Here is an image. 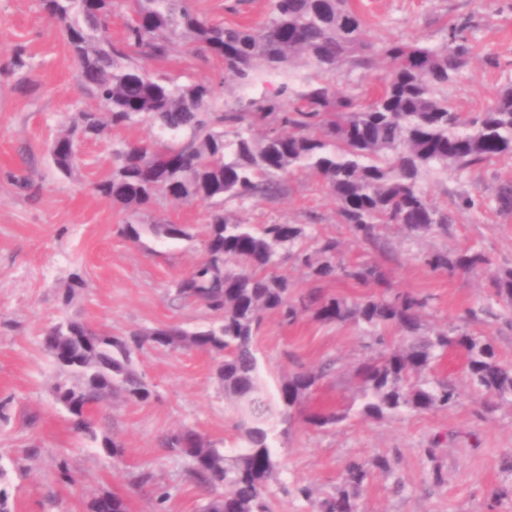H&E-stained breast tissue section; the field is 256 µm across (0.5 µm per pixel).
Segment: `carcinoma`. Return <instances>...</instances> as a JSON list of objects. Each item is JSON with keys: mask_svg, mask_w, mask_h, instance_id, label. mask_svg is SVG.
I'll use <instances>...</instances> for the list:
<instances>
[{"mask_svg": "<svg viewBox=\"0 0 512 512\" xmlns=\"http://www.w3.org/2000/svg\"><path fill=\"white\" fill-rule=\"evenodd\" d=\"M133 12L120 43H112L110 24L117 0H40L42 10L60 26L80 81L97 107H81L69 127L48 146L65 177L77 167L79 141L146 122L154 129L146 144H112V168L95 185L102 198L125 212L124 237L139 243L149 233L158 239L196 240L203 259L176 282L175 295L204 305L216 316L208 327L187 332L157 329L147 335L114 336L80 319L62 321V335L46 329L43 351L58 367L56 403L72 417L73 431L116 457L121 446L98 437L93 412L112 396L139 403L152 393L133 368L145 343L196 349L217 355L224 397L238 414L240 446L226 451L190 428L169 433L163 444L185 455L195 480L211 492L203 512H271L266 485L279 465L273 447L277 431L288 432L300 418L316 429L332 428L351 416L395 418L411 412L448 410L461 398L459 387L437 373L448 352L465 354L466 387L484 397L482 416L493 417L512 405V366L500 359L489 334L466 327L425 330L428 299L387 285L376 262H347L341 241L315 224H246L224 212V204L244 209L278 197L286 177L317 178L336 200L338 222L358 240L381 248L379 230L397 226L406 237L448 236L453 217L423 187L430 174L461 175L499 158H512V79L482 111L463 114L443 89L456 81L473 45L468 23L448 28L441 45L418 40L378 45L352 0H269L257 25L215 22L200 15L191 0H127ZM194 46L201 57L223 60L224 76L242 87L259 72L284 75L299 62L319 74L367 71L381 64L380 85L358 94L331 81L297 90L284 81L261 98H242L233 106L217 104L209 81L177 84L151 78L146 65L165 59L172 40ZM201 201L210 221L194 232L186 224H145L141 217L159 198ZM454 208L481 214L512 212V183L490 196L466 192ZM291 255L311 280L342 279L378 293L362 302L327 297L318 289L297 292L278 273ZM431 271L452 278L491 265L481 248L433 250L423 256ZM512 308V267L493 273L483 303L467 310V321L493 315L492 302ZM285 324L311 314L323 322L356 324L370 355L355 369L358 386L348 406L307 412L303 403L325 380L339 374L329 361L285 376L276 392L262 383L254 339L264 316ZM402 343L391 346L390 331ZM77 378L70 384L65 374ZM383 457L354 459L336 495L314 502L316 512H361L360 494ZM224 492H218V489ZM94 499L89 512H127L114 496L107 510Z\"/></svg>", "mask_w": 512, "mask_h": 512, "instance_id": "cac0c4a2", "label": "carcinoma"}]
</instances>
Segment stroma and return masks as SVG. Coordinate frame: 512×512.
<instances>
[{
    "instance_id": "stroma-1",
    "label": "stroma",
    "mask_w": 512,
    "mask_h": 512,
    "mask_svg": "<svg viewBox=\"0 0 512 512\" xmlns=\"http://www.w3.org/2000/svg\"><path fill=\"white\" fill-rule=\"evenodd\" d=\"M371 41L421 40L443 43L457 19L473 17L477 52L463 76L449 85V101L461 112L482 111L496 90L512 78V0H355ZM216 20L257 24L267 0H194ZM25 49L24 69L0 67V399L10 403L0 415V488L10 512H88L102 495L122 498L128 512H202L207 489L189 474L190 461L163 448L161 438L191 428L232 450L240 439L234 415L216 378L215 357L196 350L144 345L134 368L152 389L146 403L113 397L94 412L98 433L123 448L113 459L71 431L70 416L56 404L52 385L58 370L41 347L44 330L67 317L115 335L150 333L165 326L194 330L212 313L174 295L173 283L202 257L197 241L143 237L135 244L119 230L123 212L93 191L112 166L113 143L146 142L148 123L113 130L110 138L80 146L82 163L70 178L56 173L48 145L65 129L77 108L91 105L78 81V66L62 30L38 0H0V52ZM154 76L176 83L209 81L220 104L262 93L223 78L216 60L190 54L175 40L168 59L152 64ZM27 178L39 189L30 198L17 183ZM512 181V159L476 167L462 177H431L426 188L445 204L464 192L492 194ZM249 224H316L338 238L349 261L385 264L393 288L428 297L423 324L443 329L464 322L482 296L489 272L447 277L435 274L423 256L436 249L457 250L479 243L494 267H512V213L465 211L454 214L446 237L411 240L396 228L382 229L389 245L381 253L359 242L337 221L336 203L308 176L288 179L286 194L241 212ZM87 286L71 306L63 293L73 272ZM268 389L298 367L336 359L339 377L320 384L306 404L319 411L346 406L356 392L354 369L366 356L359 328L351 322L325 323L311 317L294 325L267 316L256 338ZM435 446V458L424 450ZM280 467L267 484L272 512H313L315 500L335 494L348 460L386 457L390 472H374L361 494L364 512H512V497L493 491L512 485L505 471L512 457V407L501 406L482 419L480 400L463 394L449 410L408 413L373 420L359 416L333 429L296 424L277 438ZM70 477L60 480L59 463ZM439 467L444 483L430 471ZM311 488V499L296 492Z\"/></svg>"
}]
</instances>
